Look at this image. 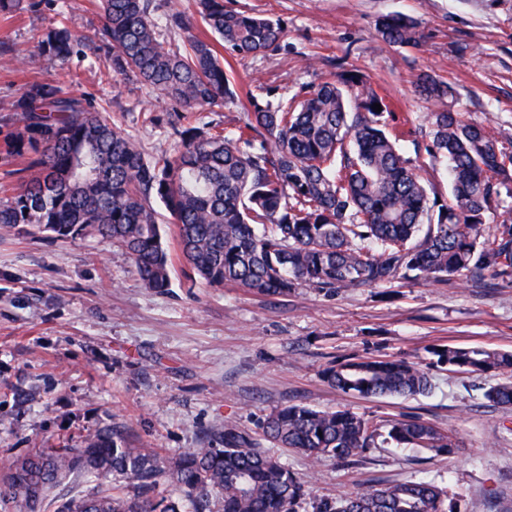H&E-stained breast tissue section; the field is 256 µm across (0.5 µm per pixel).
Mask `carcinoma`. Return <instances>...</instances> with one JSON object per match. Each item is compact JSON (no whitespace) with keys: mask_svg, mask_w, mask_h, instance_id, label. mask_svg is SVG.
Wrapping results in <instances>:
<instances>
[{"mask_svg":"<svg viewBox=\"0 0 512 512\" xmlns=\"http://www.w3.org/2000/svg\"><path fill=\"white\" fill-rule=\"evenodd\" d=\"M100 23L73 42L65 22L47 29L41 54L69 68L88 48L174 103L176 147L149 156L117 128L107 112L64 91L63 83H35L15 105L19 128L3 139L0 158L28 159L12 193L0 197V226H31L54 240L94 236L124 248L142 284L157 292L171 283L173 256L154 204L176 227L177 255L213 287L286 296L304 284L351 290L455 276H512V225L482 233L485 214L512 189V154L486 126L460 119L456 89L429 73L417 75L418 95L434 107L425 150L447 163L449 200H439L418 159L400 152L387 129L390 105L364 75L340 59L334 79L302 99L248 100L246 119L228 135L201 125L196 112L237 98L215 44L195 34L196 21L224 51L247 57L288 51L279 20L228 8L224 0H196V15L169 9L165 46L154 15L156 0H100ZM380 42L416 45L418 25L403 14L377 23ZM380 104L381 111L373 109ZM440 364L472 373L511 372L512 354L486 348H438ZM323 380L364 398L430 393L429 373L393 359L333 360ZM484 397L512 407V381ZM267 441L314 461L350 462L381 444L437 455L456 447L453 436L418 417L370 421L346 408L288 405L263 426ZM102 474L123 486L96 487L79 497L53 494L72 476ZM180 493L187 512H296L304 484L279 458L248 435L224 427V447L205 442L175 454L135 448L124 428L105 423L56 448H31L0 469V509L22 512H177L155 499L158 486ZM432 481L371 485L349 497L323 501L317 512H453Z\"/></svg>","mask_w":512,"mask_h":512,"instance_id":"cac0c4a2","label":"carcinoma"}]
</instances>
